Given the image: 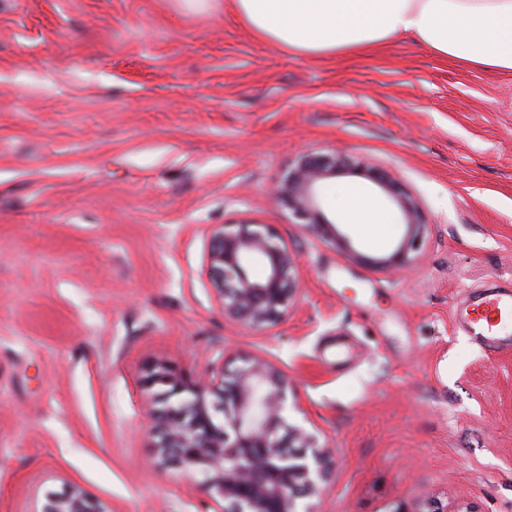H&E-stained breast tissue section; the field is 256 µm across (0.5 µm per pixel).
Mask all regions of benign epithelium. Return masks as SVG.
I'll list each match as a JSON object with an SVG mask.
<instances>
[{"instance_id": "1", "label": "benign epithelium", "mask_w": 512, "mask_h": 512, "mask_svg": "<svg viewBox=\"0 0 512 512\" xmlns=\"http://www.w3.org/2000/svg\"><path fill=\"white\" fill-rule=\"evenodd\" d=\"M376 183L399 206L405 233L393 252L375 264L399 268L418 250L424 230L417 207L390 174L366 162L347 163L334 154L298 157L274 190L315 232L349 245L322 209V183L340 173ZM267 265L262 280L250 276L253 259ZM213 299L242 323H278L297 295L293 250L267 224H213L206 248ZM147 380L163 387L162 408L150 415L159 456L182 466L207 489L214 512H314L306 499L326 480V446L300 424L288 421V380L259 362L227 374L191 380L153 368ZM36 512H106L78 487L49 495Z\"/></svg>"}]
</instances>
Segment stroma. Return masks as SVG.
<instances>
[{
	"label": "stroma",
	"mask_w": 512,
	"mask_h": 512,
	"mask_svg": "<svg viewBox=\"0 0 512 512\" xmlns=\"http://www.w3.org/2000/svg\"><path fill=\"white\" fill-rule=\"evenodd\" d=\"M304 152L387 169L424 225L339 244L270 193ZM271 225L299 256L281 321L226 314L214 224ZM357 250L362 261L349 252ZM512 289V73L408 36L311 55L258 36L233 0H0V512L80 486L107 512H212L145 424L158 388L262 360L333 455L319 512H512V352L457 319Z\"/></svg>",
	"instance_id": "obj_1"
}]
</instances>
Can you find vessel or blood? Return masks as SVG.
<instances>
[{
	"label": "vessel or blood",
	"instance_id": "1",
	"mask_svg": "<svg viewBox=\"0 0 512 512\" xmlns=\"http://www.w3.org/2000/svg\"><path fill=\"white\" fill-rule=\"evenodd\" d=\"M460 319L490 351L512 349V336L504 334L502 324L512 321V290L482 288L472 292L460 311Z\"/></svg>",
	"mask_w": 512,
	"mask_h": 512
}]
</instances>
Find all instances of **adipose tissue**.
Segmentation results:
<instances>
[{"label": "adipose tissue", "instance_id": "adipose-tissue-1", "mask_svg": "<svg viewBox=\"0 0 512 512\" xmlns=\"http://www.w3.org/2000/svg\"><path fill=\"white\" fill-rule=\"evenodd\" d=\"M257 33L312 54L367 49L410 34L428 51L469 68L512 73V0H233ZM349 221L387 223L357 186H338Z\"/></svg>", "mask_w": 512, "mask_h": 512}]
</instances>
